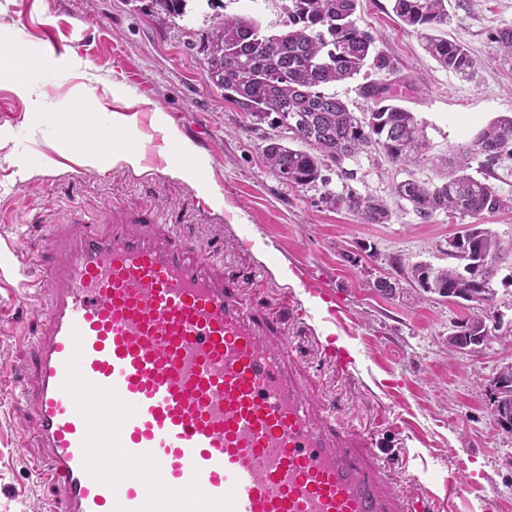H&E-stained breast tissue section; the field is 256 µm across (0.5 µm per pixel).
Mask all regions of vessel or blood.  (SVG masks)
Returning <instances> with one entry per match:
<instances>
[{"mask_svg":"<svg viewBox=\"0 0 512 512\" xmlns=\"http://www.w3.org/2000/svg\"><path fill=\"white\" fill-rule=\"evenodd\" d=\"M151 225L68 216L49 277L15 278L43 328L0 393L33 411L49 512H428L306 397L234 277Z\"/></svg>","mask_w":512,"mask_h":512,"instance_id":"b4317fda","label":"vessel or blood"}]
</instances>
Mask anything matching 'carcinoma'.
I'll use <instances>...</instances> for the list:
<instances>
[{"label": "carcinoma", "mask_w": 512, "mask_h": 512, "mask_svg": "<svg viewBox=\"0 0 512 512\" xmlns=\"http://www.w3.org/2000/svg\"><path fill=\"white\" fill-rule=\"evenodd\" d=\"M190 0H148L146 8L160 21L186 17ZM284 29L268 33L253 17L214 16L202 48L208 81L224 91V100L239 111L286 130L297 143L290 147L273 142L264 149L269 170L292 187L325 185L323 172L337 169L347 180L356 173L346 161L376 147L402 165H434L440 181L413 177L398 183L395 194L422 222L439 211L460 217H480L512 207L489 180L467 173L477 155L491 169L512 159V116L485 124L465 145L451 148L453 155L426 157L425 127L414 112L397 104L399 87L411 86L407 76L370 81L360 94L374 107L358 117L348 105L327 93V87L359 75L368 65L394 74L389 61L372 56L374 39L357 22L359 0H287ZM395 16L424 39L426 52L444 69L465 79L477 72V62L458 40L448 39V0H392ZM322 202L341 204L366 224H383L390 217L386 203L357 192L337 196L324 192ZM453 266H411V280L425 293L448 301L468 303L470 315L454 330L484 345L497 338L502 321L491 314L496 292L492 280L500 262L512 256V242L501 240L479 224L475 233L457 236Z\"/></svg>", "instance_id": "1"}]
</instances>
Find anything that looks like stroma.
<instances>
[{"instance_id": "35a3bbf8", "label": "stroma", "mask_w": 512, "mask_h": 512, "mask_svg": "<svg viewBox=\"0 0 512 512\" xmlns=\"http://www.w3.org/2000/svg\"><path fill=\"white\" fill-rule=\"evenodd\" d=\"M224 14L256 18L267 32L282 30L286 0H222ZM448 32L479 64L465 80L437 64L418 34L392 12L391 0H360L357 18L375 37L376 52L415 89L402 99L426 127L430 152L447 154L467 143L490 120L512 114V59L495 33L512 27V0H448ZM214 15L207 0H192L184 19L162 24L130 0H0V42L18 50L17 64L40 62L44 109L31 111L10 72H0V244L14 251L0 262L50 264L41 227L71 210L101 223L112 210L147 216L159 231L181 224L230 268L252 308L279 322L291 349V366L308 398L331 403L342 427L390 466L393 489L431 493L455 462L467 485L458 497L433 502V512H512V434L493 421L488 381L511 354L497 343L475 354L446 343L465 308L422 293L408 278L412 264H449L448 239L465 221L438 212L423 224L394 195L408 178L434 179L427 167L406 168L372 149L347 161L356 180L339 171L327 186L295 188L265 167L264 146L287 133L251 120L224 100L207 79L199 52ZM63 45L47 51L44 23ZM94 87L100 112H77L81 85ZM124 119L121 146L134 150L138 166L112 162L102 153L85 160L79 141L96 138ZM387 202L384 224L362 223L347 207L326 206L324 191L345 188ZM303 270L326 284L350 317L352 335L340 336L352 353L347 374L338 373L323 347L337 329L324 321L325 304L297 279ZM396 279V294L376 288ZM295 310L276 305L281 296ZM38 308L0 284V371L24 364L36 335ZM338 335V334H337ZM39 452L30 407H0V512H46L51 489L25 468Z\"/></svg>"}]
</instances>
